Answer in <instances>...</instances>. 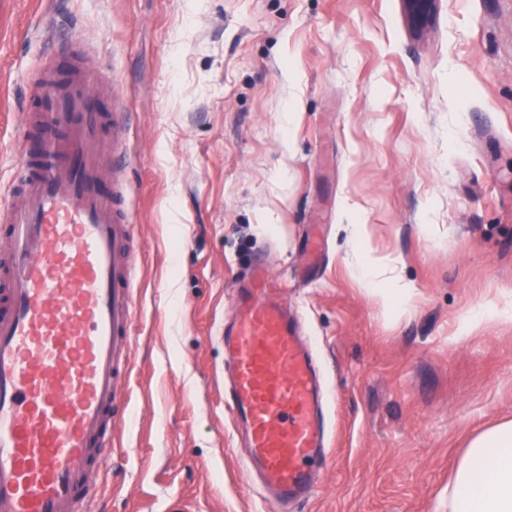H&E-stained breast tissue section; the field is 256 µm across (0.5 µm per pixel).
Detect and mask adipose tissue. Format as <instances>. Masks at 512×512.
Segmentation results:
<instances>
[{
  "mask_svg": "<svg viewBox=\"0 0 512 512\" xmlns=\"http://www.w3.org/2000/svg\"><path fill=\"white\" fill-rule=\"evenodd\" d=\"M448 512H512V422L471 441L448 484Z\"/></svg>",
  "mask_w": 512,
  "mask_h": 512,
  "instance_id": "ef3b65f1",
  "label": "adipose tissue"
}]
</instances>
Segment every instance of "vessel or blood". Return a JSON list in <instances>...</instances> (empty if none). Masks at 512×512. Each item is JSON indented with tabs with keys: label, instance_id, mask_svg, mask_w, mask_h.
<instances>
[{
	"label": "vessel or blood",
	"instance_id": "obj_1",
	"mask_svg": "<svg viewBox=\"0 0 512 512\" xmlns=\"http://www.w3.org/2000/svg\"><path fill=\"white\" fill-rule=\"evenodd\" d=\"M93 78L43 73L31 136L0 218V512H93L131 350L135 226L123 104L97 109ZM224 330L230 408L246 470L280 500L310 497L325 456L327 385L265 265Z\"/></svg>",
	"mask_w": 512,
	"mask_h": 512
}]
</instances>
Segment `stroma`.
<instances>
[{"label":"stroma","mask_w":512,"mask_h":512,"mask_svg":"<svg viewBox=\"0 0 512 512\" xmlns=\"http://www.w3.org/2000/svg\"><path fill=\"white\" fill-rule=\"evenodd\" d=\"M80 61L132 114L140 243L94 512H285L224 400L259 258L331 394L297 512H448L470 442L512 420V0H437L420 30L402 0H0V192L33 76Z\"/></svg>","instance_id":"obj_1"}]
</instances>
